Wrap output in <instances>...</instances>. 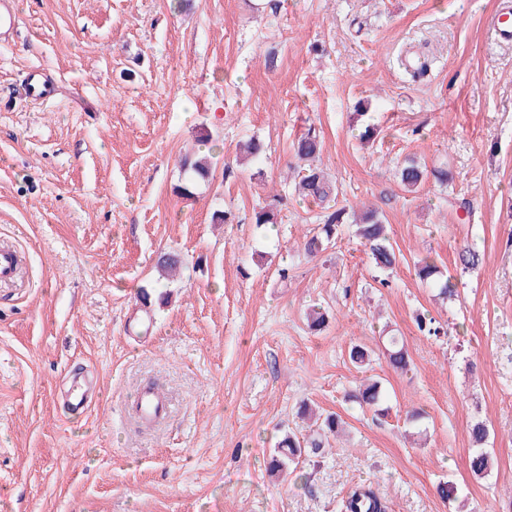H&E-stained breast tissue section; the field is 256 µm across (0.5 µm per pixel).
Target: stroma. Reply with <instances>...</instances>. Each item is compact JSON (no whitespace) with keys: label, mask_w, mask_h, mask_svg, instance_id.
Here are the masks:
<instances>
[{"label":"stroma","mask_w":512,"mask_h":512,"mask_svg":"<svg viewBox=\"0 0 512 512\" xmlns=\"http://www.w3.org/2000/svg\"><path fill=\"white\" fill-rule=\"evenodd\" d=\"M499 2L16 0L0 41V244L22 251L0 284V512H340L364 482L389 512H512V45L483 22ZM404 56L429 71L412 78ZM35 68L58 100H26ZM310 125L338 206L383 213L392 271L350 223L305 253L324 209L288 166ZM206 130L213 175L179 194V160L207 153ZM252 138L267 146L257 164L239 157ZM409 158L446 168L447 184L405 191ZM270 205L275 225L257 227ZM218 210L231 223H213ZM465 244L482 257L470 270ZM168 250L185 260L169 280L155 267ZM427 255L455 300L420 282ZM144 290L168 295L145 329ZM422 315L447 336H423ZM386 330L405 340L406 373L381 353ZM358 341L373 350L363 368L348 358ZM86 375L98 400L70 414L62 382ZM373 376L383 416L346 399ZM151 382L168 413L144 428L131 398ZM303 402L349 427L324 459L271 475ZM477 418L494 458L483 478L468 469ZM442 481L461 498L443 501Z\"/></svg>","instance_id":"obj_1"}]
</instances>
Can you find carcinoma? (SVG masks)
Wrapping results in <instances>:
<instances>
[{
	"label": "carcinoma",
	"mask_w": 512,
	"mask_h": 512,
	"mask_svg": "<svg viewBox=\"0 0 512 512\" xmlns=\"http://www.w3.org/2000/svg\"><path fill=\"white\" fill-rule=\"evenodd\" d=\"M298 165L295 168V190L305 198L326 202L334 194L333 185L326 179L320 167L321 141L316 129L309 128L293 145ZM181 167L193 182L207 181L213 170L212 156L199 155L194 159L188 157L181 160ZM437 182H448V171L443 168L427 170L418 161L408 160L399 169L400 184L409 192L416 190L428 177ZM348 211L340 207L326 216L324 223L318 225V232L304 242V251L311 257H317L335 243L337 227L346 223ZM356 235L368 248L375 266L387 271L397 261L395 250L390 242L383 215L371 210L362 216L356 225ZM417 276L421 281L438 290V296L444 300L458 295V288L452 278L446 277L433 259L425 256L416 263ZM418 330L425 336L438 337L443 327L434 318L422 316L417 319ZM372 350L365 344H354L348 356L350 362L361 367L370 362ZM384 356L389 366L400 372H406L410 366L408 350L397 336L387 337ZM360 407L383 415L389 411L384 405L383 385L379 381L364 380L355 392L350 395ZM343 431V420L337 414L330 413L316 424L309 436H299L288 432L274 449L269 471L280 474L288 471V467L303 463L311 458H322L328 453L329 438ZM469 438L472 452L468 458L471 473L479 478L490 474L493 466L492 456L485 445L489 438V428L482 420H475L469 426ZM345 512H387L388 504L384 497L370 484L355 487L344 501Z\"/></svg>",
	"instance_id": "cac0c4a2"
}]
</instances>
